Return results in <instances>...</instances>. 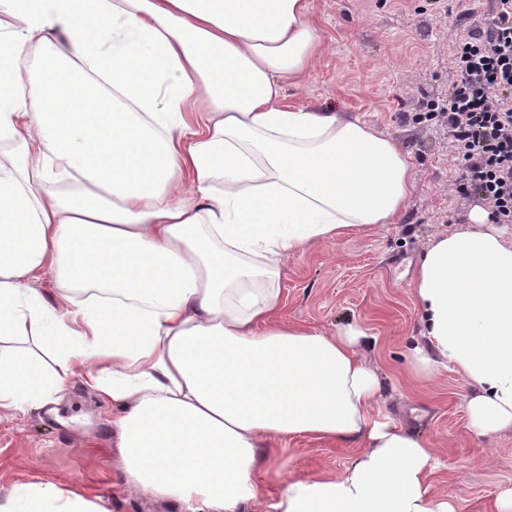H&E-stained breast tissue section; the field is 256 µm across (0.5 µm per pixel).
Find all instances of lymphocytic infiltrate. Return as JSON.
Returning a JSON list of instances; mask_svg holds the SVG:
<instances>
[{
    "label": "lymphocytic infiltrate",
    "mask_w": 512,
    "mask_h": 512,
    "mask_svg": "<svg viewBox=\"0 0 512 512\" xmlns=\"http://www.w3.org/2000/svg\"><path fill=\"white\" fill-rule=\"evenodd\" d=\"M447 95L429 112L446 120L462 163L463 196L486 201L495 223H512V0L459 42Z\"/></svg>",
    "instance_id": "lymphocytic-infiltrate-1"
}]
</instances>
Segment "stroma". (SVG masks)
Here are the masks:
<instances>
[{"label":"stroma","mask_w":512,"mask_h":512,"mask_svg":"<svg viewBox=\"0 0 512 512\" xmlns=\"http://www.w3.org/2000/svg\"><path fill=\"white\" fill-rule=\"evenodd\" d=\"M495 0H310L324 50L313 68L285 83L282 102L321 105L359 118L394 138L416 171L403 219L307 248L279 285L286 321L332 332L351 321L377 342L363 346L376 365L393 420L439 450L429 492L453 498L459 512H496L512 494V429L481 440L467 427L459 374L415 381L409 351L419 338L412 288L422 251L441 234L472 229L482 200L461 199L460 161L448 128L426 119L455 75L456 47L493 16ZM60 413L0 415V496L21 483H53L99 499L106 512H180L168 499L132 495L112 446L111 406L72 379ZM356 449L297 438L279 462L302 475L337 471Z\"/></svg>","instance_id":"1"}]
</instances>
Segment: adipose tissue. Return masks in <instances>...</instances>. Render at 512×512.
I'll list each match as a JSON object with an SVG mask.
<instances>
[{"instance_id": "1", "label": "adipose tissue", "mask_w": 512, "mask_h": 512, "mask_svg": "<svg viewBox=\"0 0 512 512\" xmlns=\"http://www.w3.org/2000/svg\"><path fill=\"white\" fill-rule=\"evenodd\" d=\"M0 411L111 402L127 490L247 512L298 437L357 448L289 474L270 512H458L433 446L380 406L370 333L286 324L278 281L307 246L398 223L416 172L391 137L280 105L321 50L309 0H0ZM32 57L30 67L21 58ZM71 181L42 194L41 186ZM89 293L49 304L42 277ZM416 380L461 376L471 430L512 427V238H436L413 283ZM0 512H104L19 484Z\"/></svg>"}]
</instances>
